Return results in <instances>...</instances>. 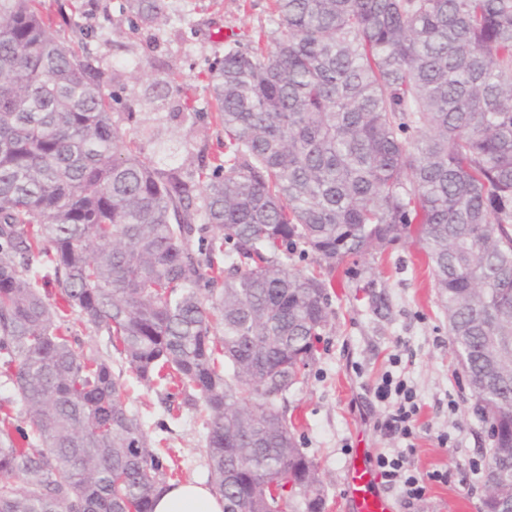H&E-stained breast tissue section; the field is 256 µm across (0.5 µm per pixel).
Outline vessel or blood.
Wrapping results in <instances>:
<instances>
[{"mask_svg":"<svg viewBox=\"0 0 512 512\" xmlns=\"http://www.w3.org/2000/svg\"><path fill=\"white\" fill-rule=\"evenodd\" d=\"M343 485L348 512H392L366 449L355 450L344 469Z\"/></svg>","mask_w":512,"mask_h":512,"instance_id":"obj_1","label":"vessel or blood"}]
</instances>
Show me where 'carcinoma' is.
Returning <instances> with one entry per match:
<instances>
[{
  "instance_id": "obj_1",
  "label": "carcinoma",
  "mask_w": 512,
  "mask_h": 512,
  "mask_svg": "<svg viewBox=\"0 0 512 512\" xmlns=\"http://www.w3.org/2000/svg\"><path fill=\"white\" fill-rule=\"evenodd\" d=\"M166 0H124L138 25ZM207 71L218 149L159 166L38 0H0V512H153L152 447L107 336L201 409L224 512H324L276 405L315 360L348 259L423 240L491 446L481 512H512V0H271ZM173 120L194 121L188 89ZM313 257L291 269L298 246ZM53 269L55 291L38 286Z\"/></svg>"
}]
</instances>
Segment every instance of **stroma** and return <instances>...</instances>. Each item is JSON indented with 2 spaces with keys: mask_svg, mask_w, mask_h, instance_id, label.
Masks as SVG:
<instances>
[{
  "mask_svg": "<svg viewBox=\"0 0 512 512\" xmlns=\"http://www.w3.org/2000/svg\"><path fill=\"white\" fill-rule=\"evenodd\" d=\"M74 0H45L61 41L83 48L104 74V90L119 99L114 109L135 112L133 137L163 163H182L192 147L215 148L213 98L206 70L224 54L222 31L253 34L267 26L270 0H167L168 20L131 28L123 0H75L82 7L69 24L63 7ZM179 76L200 117L195 124L173 120L182 101L162 78ZM329 324L317 343L315 361L302 383L287 394L301 448L317 463L327 491L326 512H345L342 469L358 442L374 452L395 454L414 444L409 460L429 477L423 501L407 505L390 490L394 512H480L484 486L474 465L484 464L491 444L476 414L475 400L459 365L417 234H409L331 273ZM123 373L127 401L147 422L167 420L172 431L162 445L179 460L180 481L206 482L204 429L184 404L183 394L164 401L114 360ZM404 378L423 409L413 442L380 432L388 411L373 386L384 373ZM447 435L440 445L439 435ZM447 481L432 480L433 472Z\"/></svg>",
  "mask_w": 512,
  "mask_h": 512,
  "instance_id": "obj_1",
  "label": "stroma"
}]
</instances>
